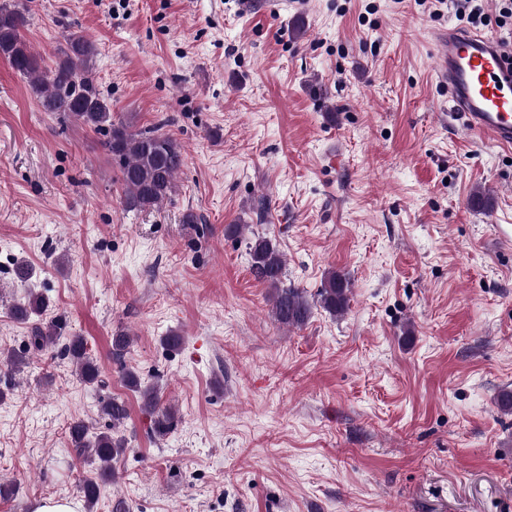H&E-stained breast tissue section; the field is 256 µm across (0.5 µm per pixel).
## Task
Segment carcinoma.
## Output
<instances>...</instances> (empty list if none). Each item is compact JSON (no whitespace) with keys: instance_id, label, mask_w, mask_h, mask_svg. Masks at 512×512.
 <instances>
[{"instance_id":"1","label":"carcinoma","mask_w":512,"mask_h":512,"mask_svg":"<svg viewBox=\"0 0 512 512\" xmlns=\"http://www.w3.org/2000/svg\"><path fill=\"white\" fill-rule=\"evenodd\" d=\"M30 0H3L0 3V56L11 67L29 79L33 93L46 112L71 118L105 138L104 145L119 165L125 209L153 212L175 192L176 179L185 158L180 146L159 127L136 129L112 115V110L93 76L96 46L83 36L72 33L67 50L54 66L44 65L35 54L25 31L29 25ZM249 269L255 279L269 290L273 319L285 328L305 325L320 307L332 316H341L349 308L351 281L346 273L330 270L312 295L303 288L286 284V261L271 238L253 235L246 242ZM47 310L43 294L29 292L9 306L10 316L30 326L29 345L42 351L58 348V356L69 360L79 379L90 387L102 386L101 370L87 352L81 336L63 334L64 324L58 319L43 322ZM133 338L123 330L112 336V359L122 369L125 386L140 395L142 408L150 417L148 433L163 439L175 429L177 416L170 406H161L158 389L142 382L140 376L126 367L125 355ZM101 412L108 417V430L95 431L84 420L70 424L73 448L89 464L95 466L94 476L83 482L82 492L87 505H94L100 495V483L112 476V463L123 456L129 442L123 433L128 418L124 400L109 397L101 400Z\"/></svg>"}]
</instances>
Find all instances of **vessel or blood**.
<instances>
[{"label":"vessel or blood","instance_id":"1","mask_svg":"<svg viewBox=\"0 0 512 512\" xmlns=\"http://www.w3.org/2000/svg\"><path fill=\"white\" fill-rule=\"evenodd\" d=\"M437 80L446 85L463 127L503 148L512 147V51L496 36L451 26L440 32Z\"/></svg>","mask_w":512,"mask_h":512}]
</instances>
